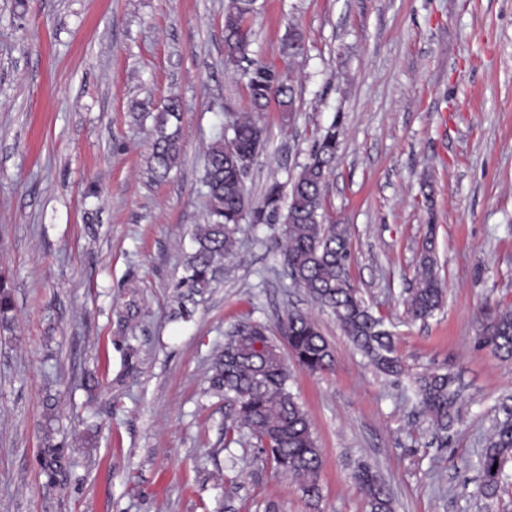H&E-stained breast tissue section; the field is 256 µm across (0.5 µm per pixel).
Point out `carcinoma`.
Masks as SVG:
<instances>
[{"label":"carcinoma","instance_id":"cac0c4a2","mask_svg":"<svg viewBox=\"0 0 512 512\" xmlns=\"http://www.w3.org/2000/svg\"><path fill=\"white\" fill-rule=\"evenodd\" d=\"M256 0H226L224 4V63L239 65L250 45L247 19ZM300 30L288 29L283 52L290 59L303 54ZM249 109L264 111L276 102L282 111H293V88L288 79L273 69L256 64L247 74ZM182 104L168 97L155 117L148 170L163 179L178 166L183 145L180 133ZM265 142V129L247 113L230 115L206 155L203 183L208 199L206 223L193 234V248L185 263V274L176 285L180 317L192 310L186 302L197 303L224 273V260L234 256L240 224L282 226L280 256L296 287L310 300L330 311L354 348L364 354L380 372L399 377L404 369L394 345V335L382 318L358 295L348 277L351 258L350 231L340 224L323 223L325 186L336 163L338 133L331 126L314 144L307 161L291 182L289 192L273 181L255 202L239 177L243 164L252 163ZM434 225H428L422 243L414 285L406 302L413 320L425 321L443 304V284L437 271L433 248ZM14 302L7 276H0V330L12 326ZM478 346L493 355L512 358V309L488 310L478 332ZM287 347L293 361L311 373L333 369L334 351L316 322L298 310L288 312L279 322L278 336L256 321L241 323L228 334L224 349L215 357L209 388L233 404L224 425V447L242 443L263 453L275 468L301 480L300 488L311 501L321 497L322 452L313 435L311 422L290 390L291 371L281 347ZM417 405L436 434L448 433L458 416L459 390L448 370L430 367L415 380ZM512 461V415L498 420L478 457V495L492 499L506 479L505 468ZM39 464L53 482L69 465L64 449L45 442ZM365 499L366 512H393V499L385 483L367 463L354 474Z\"/></svg>","mask_w":512,"mask_h":512}]
</instances>
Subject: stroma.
<instances>
[{
	"label": "stroma",
	"mask_w": 512,
	"mask_h": 512,
	"mask_svg": "<svg viewBox=\"0 0 512 512\" xmlns=\"http://www.w3.org/2000/svg\"><path fill=\"white\" fill-rule=\"evenodd\" d=\"M257 5L250 57L289 70L294 110L259 114L267 141L247 191L290 184L338 128L325 221L349 227L350 281L393 323L406 378L376 371L291 284L277 224H241L223 280L190 320L173 316L206 217V152L247 103L242 71L224 65V0H0V272L14 300L0 334V512H364L362 462L395 512H512V462L493 499L474 482L512 408V358L475 345L481 312L512 308V0ZM292 23L305 45L293 62ZM173 93L183 154L155 181L152 115ZM429 232L445 297L422 322L405 301ZM291 309L336 357L323 374L292 367L289 382L323 452L316 506L257 449L225 450L226 407L208 390L227 330L273 332ZM434 366L463 386L444 440L407 389ZM48 434L73 459L53 483L38 463Z\"/></svg>",
	"instance_id": "obj_1"
}]
</instances>
